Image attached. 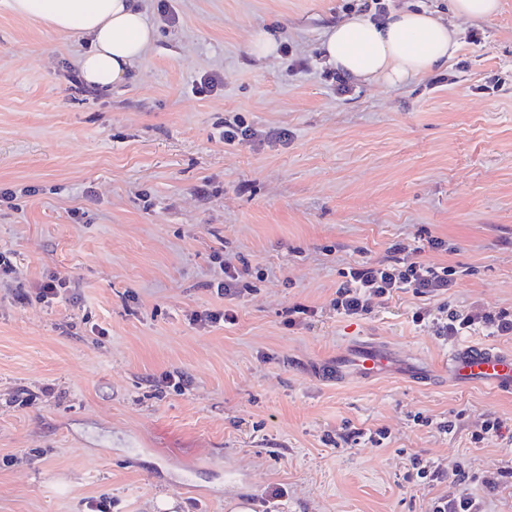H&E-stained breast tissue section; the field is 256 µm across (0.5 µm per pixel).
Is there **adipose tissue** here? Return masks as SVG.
<instances>
[{
  "label": "adipose tissue",
  "mask_w": 512,
  "mask_h": 512,
  "mask_svg": "<svg viewBox=\"0 0 512 512\" xmlns=\"http://www.w3.org/2000/svg\"><path fill=\"white\" fill-rule=\"evenodd\" d=\"M5 5L55 31L89 37L91 47L78 64L83 80L95 88L123 80L156 38L140 0H5ZM322 49L329 63L351 78L397 86L446 63L457 39L455 28L431 12L401 9L381 23L355 14L330 25Z\"/></svg>",
  "instance_id": "1"
}]
</instances>
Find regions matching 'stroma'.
<instances>
[{"label":"stroma","instance_id":"1","mask_svg":"<svg viewBox=\"0 0 512 512\" xmlns=\"http://www.w3.org/2000/svg\"><path fill=\"white\" fill-rule=\"evenodd\" d=\"M347 2L142 0L157 39L106 92L72 80L88 38L0 4V193H15L0 196V251L16 257L0 279V512L103 497L152 512L161 494L173 512H429L451 493L512 512V485L480 483L512 470V395L450 386L455 342L412 320L444 302L512 311V0L486 19L387 0L455 26L458 49L405 84L340 94L320 44ZM260 29L277 57L248 54ZM207 72L221 85L195 93ZM236 117L252 135L229 146ZM396 243L456 268L447 300L399 292L337 314L343 269ZM224 258L251 271L220 298ZM52 275L71 286L48 306L35 295ZM225 307L234 324L191 319ZM365 340L419 380L333 376ZM488 419L500 435L473 442ZM417 458L477 480L413 485Z\"/></svg>","mask_w":512,"mask_h":512}]
</instances>
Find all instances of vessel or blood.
<instances>
[{
    "label": "vessel or blood",
    "instance_id": "1",
    "mask_svg": "<svg viewBox=\"0 0 512 512\" xmlns=\"http://www.w3.org/2000/svg\"><path fill=\"white\" fill-rule=\"evenodd\" d=\"M396 369L392 352L383 345L370 342L339 355L334 372L339 377L352 374L371 379ZM448 377L460 387L480 385L502 394H512V351L461 346L448 357Z\"/></svg>",
    "mask_w": 512,
    "mask_h": 512
}]
</instances>
